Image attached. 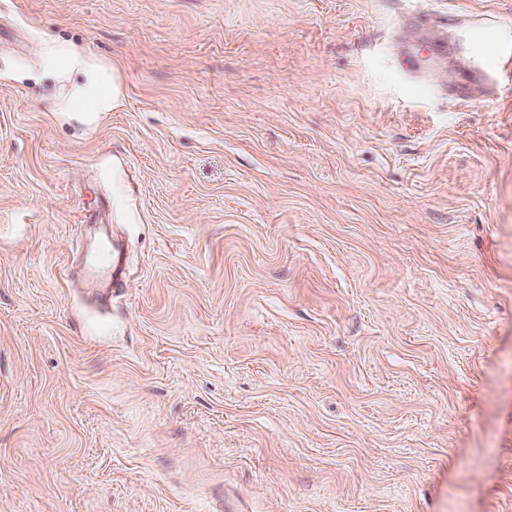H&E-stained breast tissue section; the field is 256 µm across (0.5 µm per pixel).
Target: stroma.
<instances>
[{"label":"stroma","instance_id":"1","mask_svg":"<svg viewBox=\"0 0 512 512\" xmlns=\"http://www.w3.org/2000/svg\"><path fill=\"white\" fill-rule=\"evenodd\" d=\"M478 23L512 0H0V512H512ZM47 41L122 106L58 111Z\"/></svg>","mask_w":512,"mask_h":512}]
</instances>
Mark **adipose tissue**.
Listing matches in <instances>:
<instances>
[{
    "instance_id": "obj_1",
    "label": "adipose tissue",
    "mask_w": 512,
    "mask_h": 512,
    "mask_svg": "<svg viewBox=\"0 0 512 512\" xmlns=\"http://www.w3.org/2000/svg\"><path fill=\"white\" fill-rule=\"evenodd\" d=\"M44 56L51 73L71 82V92L58 104V111L78 112L90 119L121 105L124 86L113 66L81 56L62 45L47 46Z\"/></svg>"
}]
</instances>
